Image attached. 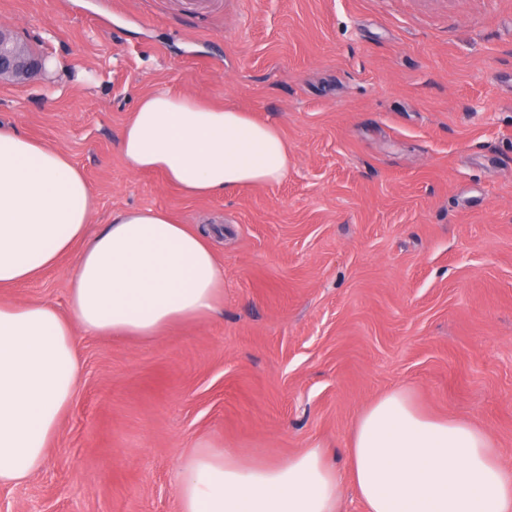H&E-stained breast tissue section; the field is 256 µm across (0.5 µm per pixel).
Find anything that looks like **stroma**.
<instances>
[{"mask_svg": "<svg viewBox=\"0 0 512 512\" xmlns=\"http://www.w3.org/2000/svg\"><path fill=\"white\" fill-rule=\"evenodd\" d=\"M52 74L0 83V125L65 152L97 208L212 229L218 314L149 339L76 336L43 466L0 512H179L200 447L347 473L395 388L484 429L512 466V0H0ZM168 88L274 125L279 183L191 199L118 148ZM71 252L5 300L66 311Z\"/></svg>", "mask_w": 512, "mask_h": 512, "instance_id": "35a3bbf8", "label": "stroma"}]
</instances>
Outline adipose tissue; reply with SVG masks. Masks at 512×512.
<instances>
[{
  "label": "adipose tissue",
  "instance_id": "1",
  "mask_svg": "<svg viewBox=\"0 0 512 512\" xmlns=\"http://www.w3.org/2000/svg\"><path fill=\"white\" fill-rule=\"evenodd\" d=\"M119 150L134 172H157L191 198L280 182L288 144L270 124L167 89L144 96ZM94 198L59 149L0 127V288L38 277L73 248L69 312L0 304V484L42 466L79 375L76 333L162 335L214 313L224 267L209 231L161 208L113 214L95 235ZM348 476L312 444L283 462L201 452L180 469V512H341L352 480L365 512H512V469L469 421L422 414L406 392L364 408L347 444Z\"/></svg>",
  "mask_w": 512,
  "mask_h": 512
}]
</instances>
